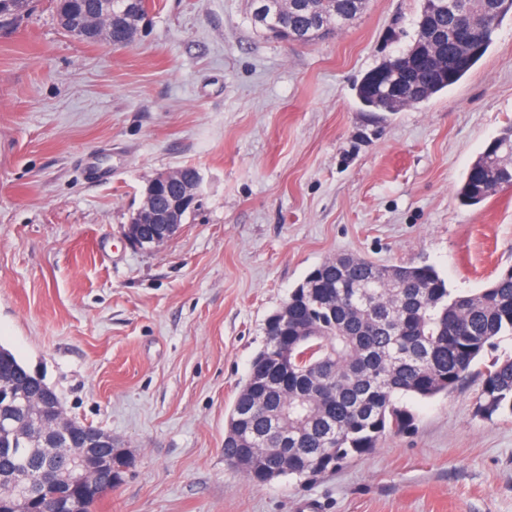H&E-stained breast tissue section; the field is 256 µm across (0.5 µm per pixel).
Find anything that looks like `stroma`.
<instances>
[{
    "label": "stroma",
    "mask_w": 512,
    "mask_h": 512,
    "mask_svg": "<svg viewBox=\"0 0 512 512\" xmlns=\"http://www.w3.org/2000/svg\"><path fill=\"white\" fill-rule=\"evenodd\" d=\"M420 4L368 0L309 45L263 33L250 0H149L129 47L74 39L51 0L0 27V345L133 454L93 512H512V413L477 412L512 335L329 475L256 485L224 460L266 318L326 259L430 264L464 293L512 265V187L457 197L512 127V16L447 91L395 112L359 100L413 44ZM93 154L111 182L83 173ZM185 165L201 206L163 247L130 246L146 184Z\"/></svg>",
    "instance_id": "1"
}]
</instances>
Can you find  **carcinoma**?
Masks as SVG:
<instances>
[{"mask_svg":"<svg viewBox=\"0 0 512 512\" xmlns=\"http://www.w3.org/2000/svg\"><path fill=\"white\" fill-rule=\"evenodd\" d=\"M305 10L290 12L281 26L304 44L321 40L316 20L327 19L339 31L364 10L366 0H302ZM55 13L102 14L112 8L104 0H53ZM33 0H0V18L30 10ZM422 0L413 45L398 51L400 59L425 47L426 62L404 95L418 104L461 80L484 55L495 27L486 20L493 0ZM459 21L483 30L482 48L469 53L446 39L427 42L429 27L448 30ZM457 57L465 67L448 71L442 61ZM360 86L362 104L373 112H392L396 102L381 88ZM512 127L496 137L470 168L460 189L462 203L477 204L504 186H512ZM288 318L264 331L237 392L224 430V461L234 466L246 443L267 447L277 423L288 436V454L301 453L306 465L281 467L279 456L259 462L246 476L267 484L285 476L300 480L325 476L342 463L378 448L390 434L412 426L413 416L400 405L404 396L433 398L456 388L470 373L483 349L504 333L512 334V266L475 293H453L429 265L380 266L359 256H337L321 263L293 289L284 302ZM44 377L0 346V386L27 394L38 391ZM512 410V360L483 373L477 412L489 418ZM81 425L63 437L55 451V435L25 440L0 434V448L20 452L0 461V499L38 507L64 497L59 512H71L77 488L70 455L79 447Z\"/></svg>","mask_w":512,"mask_h":512,"instance_id":"cac0c4a2","label":"carcinoma"}]
</instances>
